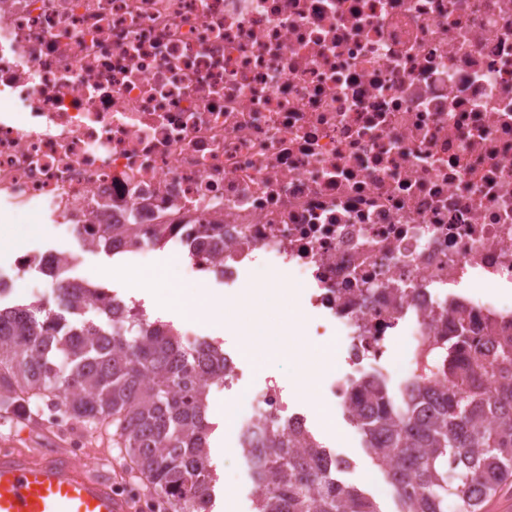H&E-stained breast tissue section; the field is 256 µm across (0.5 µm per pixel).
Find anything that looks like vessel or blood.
<instances>
[{
  "label": "vessel or blood",
  "instance_id": "obj_1",
  "mask_svg": "<svg viewBox=\"0 0 512 512\" xmlns=\"http://www.w3.org/2000/svg\"><path fill=\"white\" fill-rule=\"evenodd\" d=\"M0 512H133L116 494L108 475L75 467L70 457L50 452L32 457L0 451Z\"/></svg>",
  "mask_w": 512,
  "mask_h": 512
}]
</instances>
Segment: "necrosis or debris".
I'll use <instances>...</instances> for the list:
<instances>
[{
  "label": "necrosis or debris",
  "mask_w": 512,
  "mask_h": 512,
  "mask_svg": "<svg viewBox=\"0 0 512 512\" xmlns=\"http://www.w3.org/2000/svg\"><path fill=\"white\" fill-rule=\"evenodd\" d=\"M33 213L139 264L162 227L187 276L257 263L306 285L329 376L403 380L464 313L512 333V0H0V221ZM18 252L0 300L33 295ZM469 288L454 295L453 287ZM276 383L240 429L280 416Z\"/></svg>",
  "instance_id": "4bbe7bcc"
}]
</instances>
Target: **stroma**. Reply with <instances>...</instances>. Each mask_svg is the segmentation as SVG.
I'll return each mask as SVG.
<instances>
[{
  "label": "stroma",
  "instance_id": "obj_1",
  "mask_svg": "<svg viewBox=\"0 0 512 512\" xmlns=\"http://www.w3.org/2000/svg\"><path fill=\"white\" fill-rule=\"evenodd\" d=\"M0 234L23 240L27 250L44 253L50 250H65L76 254L78 264L70 275L81 282L100 285L114 291L123 298L139 301L150 319L161 320L180 326L185 316L180 309L160 306L155 295L138 286H129L111 276V269L125 266L121 256L100 249L85 250L82 243L71 236H59L44 224H9L0 227ZM290 369L287 361L272 360L265 366H258L255 360H248L247 370L238 384L231 389L214 392L210 397V420L215 429L209 438V459L218 477L215 496L205 512H255V500L251 494L248 466L235 451V432L224 426V406L231 399L263 387L267 381L278 380L284 389L289 413H302L306 424L317 439L333 455L349 461V468L341 478L367 494L374 496L381 512H397L399 504L385 486L383 480H367L372 469V459L364 446L363 439L353 427L344 411L330 406L335 416L336 432H329L320 417L303 401L299 400L289 381ZM45 403L27 408L26 418L11 422L0 419V443H9L31 454L50 452L65 447L69 438L67 432L49 431L38 428L37 423L46 413Z\"/></svg>",
  "mask_w": 512,
  "mask_h": 512
}]
</instances>
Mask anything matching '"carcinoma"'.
I'll return each instance as SVG.
<instances>
[{
  "label": "carcinoma",
  "mask_w": 512,
  "mask_h": 512,
  "mask_svg": "<svg viewBox=\"0 0 512 512\" xmlns=\"http://www.w3.org/2000/svg\"><path fill=\"white\" fill-rule=\"evenodd\" d=\"M58 280L61 311L40 302L0 313V411L19 415L36 400L65 399L78 423L112 427V442L135 462L154 489L176 498L174 512L207 505L217 475L208 448L213 424L208 392L199 377L224 379V350L182 348L177 329L135 316L112 322V301L102 289ZM93 309L106 320L77 319ZM458 334L435 338L448 355L470 345L464 312ZM496 383L481 392V382ZM350 413L377 471L402 512H483L512 479V337L476 353L465 368L448 364V388L378 386L353 382ZM487 414L497 424L484 425ZM259 457L244 449L261 486L256 512H379L376 501L336 477L349 462L326 450L307 430L280 418Z\"/></svg>",
  "instance_id": "obj_1"
}]
</instances>
